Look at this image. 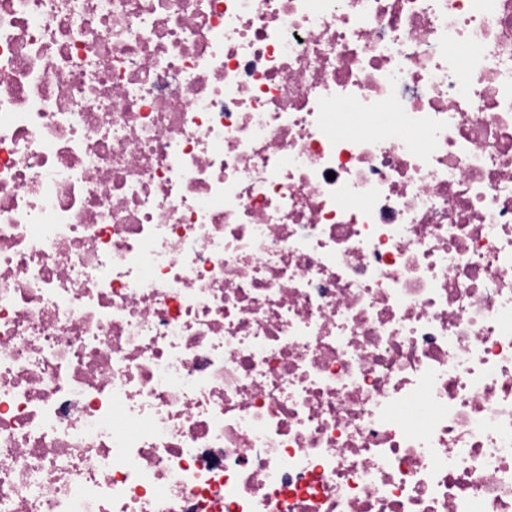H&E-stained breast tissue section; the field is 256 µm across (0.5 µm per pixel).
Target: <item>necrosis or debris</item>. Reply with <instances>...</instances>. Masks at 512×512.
I'll return each instance as SVG.
<instances>
[{"label": "necrosis or debris", "instance_id": "1", "mask_svg": "<svg viewBox=\"0 0 512 512\" xmlns=\"http://www.w3.org/2000/svg\"><path fill=\"white\" fill-rule=\"evenodd\" d=\"M0 512H512V0H0Z\"/></svg>", "mask_w": 512, "mask_h": 512}]
</instances>
